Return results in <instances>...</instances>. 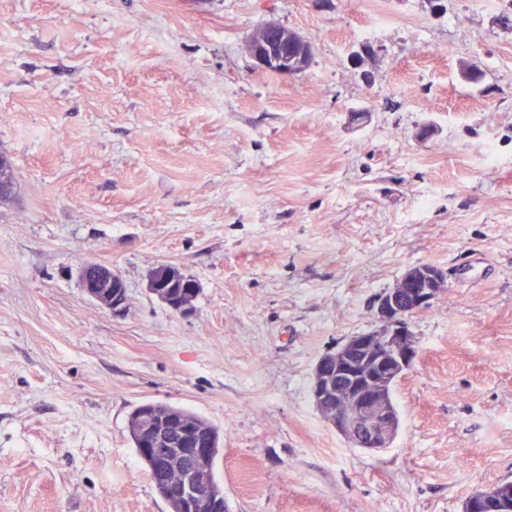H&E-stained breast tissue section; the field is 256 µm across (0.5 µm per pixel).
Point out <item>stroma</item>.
<instances>
[{
    "label": "stroma",
    "mask_w": 512,
    "mask_h": 512,
    "mask_svg": "<svg viewBox=\"0 0 512 512\" xmlns=\"http://www.w3.org/2000/svg\"><path fill=\"white\" fill-rule=\"evenodd\" d=\"M269 21L303 73L255 68ZM0 152V512H168L127 431L152 401L219 428L227 512H461L512 481V0H0ZM163 262L190 312L149 294ZM424 264L447 289L373 455L313 368ZM245 47L256 68L287 75L302 73L313 54L309 41L273 21L257 27ZM95 267L96 265H92L81 270V282L85 293L112 311L124 309L126 286L123 279L109 271L95 270Z\"/></svg>",
    "instance_id": "stroma-1"
}]
</instances>
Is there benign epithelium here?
Here are the masks:
<instances>
[{
    "instance_id": "obj_1",
    "label": "benign epithelium",
    "mask_w": 512,
    "mask_h": 512,
    "mask_svg": "<svg viewBox=\"0 0 512 512\" xmlns=\"http://www.w3.org/2000/svg\"><path fill=\"white\" fill-rule=\"evenodd\" d=\"M245 47L256 68L287 75L302 73L313 54L309 41L273 21L257 27ZM81 282L85 293L102 306L113 311L125 308L126 286L119 275L92 265L81 270ZM190 285H196V281L184 274L167 282L150 280L148 291L183 313L189 308L177 302V297ZM446 286L444 273L432 266L408 269L378 300L380 326L347 338L317 361L311 382L315 404L354 447L381 452L391 446L399 426L392 388L419 356L411 318L428 307ZM139 432V453L152 456L156 462L154 487L160 497L177 500L181 512H203L215 506L211 486L206 482L212 449L201 432L189 425L179 437L169 439L167 415L155 403L140 413ZM169 445L191 461L183 484L175 491L165 475ZM478 501L489 505V512H512V491L500 486L474 492L463 512H475Z\"/></svg>"
}]
</instances>
